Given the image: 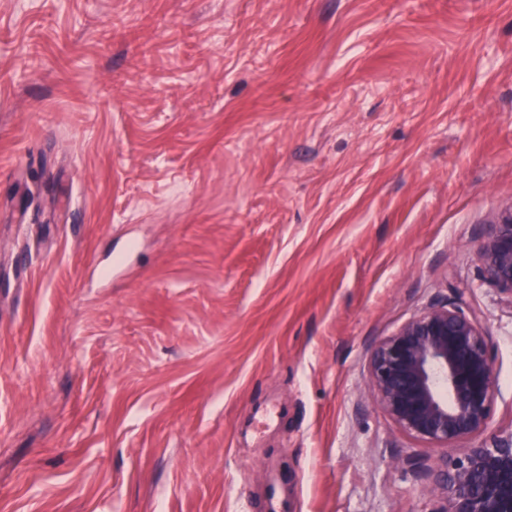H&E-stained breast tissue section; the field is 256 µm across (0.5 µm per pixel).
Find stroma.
<instances>
[{"mask_svg": "<svg viewBox=\"0 0 512 512\" xmlns=\"http://www.w3.org/2000/svg\"><path fill=\"white\" fill-rule=\"evenodd\" d=\"M509 207L512 0H0V512H435L369 353L463 302L512 432ZM480 262L485 281L512 295V208L485 230Z\"/></svg>", "mask_w": 512, "mask_h": 512, "instance_id": "1", "label": "stroma"}]
</instances>
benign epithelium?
<instances>
[{"mask_svg":"<svg viewBox=\"0 0 512 512\" xmlns=\"http://www.w3.org/2000/svg\"><path fill=\"white\" fill-rule=\"evenodd\" d=\"M482 275L512 294V208L488 225ZM492 340L457 305H434L370 350L368 388L404 434L432 448L468 440L432 470L434 512H512V433L478 442L498 395Z\"/></svg>","mask_w":512,"mask_h":512,"instance_id":"obj_1","label":"benign epithelium"}]
</instances>
